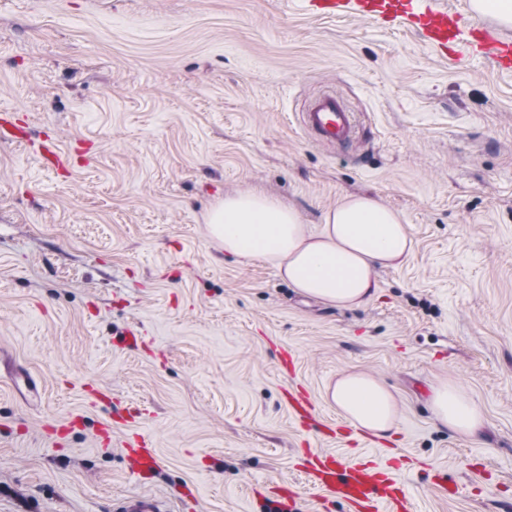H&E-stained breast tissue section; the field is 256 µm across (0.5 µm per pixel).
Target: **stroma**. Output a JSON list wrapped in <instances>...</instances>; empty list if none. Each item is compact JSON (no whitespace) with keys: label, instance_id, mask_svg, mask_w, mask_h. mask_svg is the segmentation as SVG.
Masks as SVG:
<instances>
[{"label":"stroma","instance_id":"obj_1","mask_svg":"<svg viewBox=\"0 0 512 512\" xmlns=\"http://www.w3.org/2000/svg\"><path fill=\"white\" fill-rule=\"evenodd\" d=\"M325 91L355 114L351 155L300 124ZM4 111L29 139H0V512H113L146 493L172 512H268L275 488L295 512H347L310 451L394 468L413 512H512V75L304 0H0ZM48 136L63 164L41 162ZM238 192L313 230L372 197L414 249L377 270L369 304L332 306L209 238ZM352 371L393 393L391 438L364 443L331 402ZM448 380L481 408L479 442L436 420ZM292 387L316 425L292 417ZM129 437L158 471L129 474Z\"/></svg>","mask_w":512,"mask_h":512}]
</instances>
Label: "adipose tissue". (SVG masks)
<instances>
[{"label": "adipose tissue", "mask_w": 512, "mask_h": 512, "mask_svg": "<svg viewBox=\"0 0 512 512\" xmlns=\"http://www.w3.org/2000/svg\"><path fill=\"white\" fill-rule=\"evenodd\" d=\"M208 231L225 252L266 260L292 287L339 307L368 304L377 288L374 270L402 264L413 250L401 216L363 196L346 198L312 231L275 199L232 195L211 210ZM329 397L346 419L375 436H389L398 427L392 392L371 375H341L330 386ZM431 406L441 425L480 440L482 412L461 388H434Z\"/></svg>", "instance_id": "obj_1"}]
</instances>
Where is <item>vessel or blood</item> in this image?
<instances>
[{"label": "vessel or blood", "instance_id": "b4317fda", "mask_svg": "<svg viewBox=\"0 0 512 512\" xmlns=\"http://www.w3.org/2000/svg\"><path fill=\"white\" fill-rule=\"evenodd\" d=\"M324 17L357 16L392 28L407 26L439 49L466 42L472 53L484 56L499 71L512 72V40L486 23H471L461 13L427 5L426 0H307ZM304 129L318 142L347 152L357 145L354 114L343 99L326 92L314 97L301 114ZM123 453L138 471L160 465L155 449L144 442L125 443ZM308 468L315 483L344 502L349 512H411V502L388 470L362 459L332 453L314 454ZM116 512H170L165 501L152 495L124 499Z\"/></svg>", "mask_w": 512, "mask_h": 512}]
</instances>
